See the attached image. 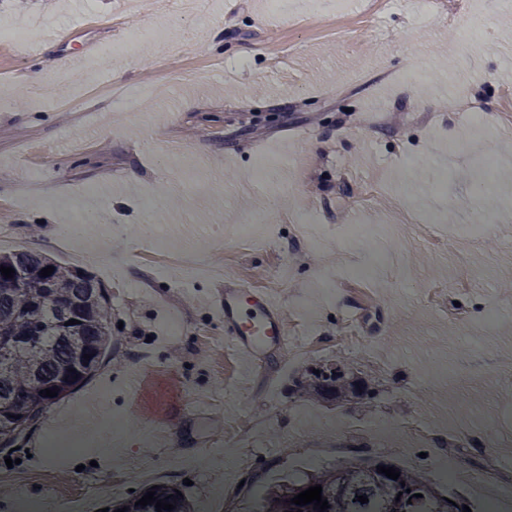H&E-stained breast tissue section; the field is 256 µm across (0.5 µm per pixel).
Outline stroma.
<instances>
[{
    "mask_svg": "<svg viewBox=\"0 0 512 512\" xmlns=\"http://www.w3.org/2000/svg\"><path fill=\"white\" fill-rule=\"evenodd\" d=\"M445 0L423 19L410 0H385L366 19L340 0H288L271 17L267 0H0V23L54 30L32 55L0 44V250L26 249L87 271L111 296V363L54 404L7 466L0 487L23 480L31 498L66 501L87 479L104 481L97 504L154 482L181 484L193 505L217 497L256 512L264 488L238 491L244 473L299 477L346 460L382 458L436 478L437 445L405 447L377 423L461 427L485 420L512 449V375L478 367L512 352V136L478 134L466 113L440 102L462 92L487 120L512 87V0ZM140 32L124 52L103 48ZM82 53L89 77L60 79L55 57ZM44 70L52 96L28 81ZM464 150L445 167L433 147ZM382 185L362 202L367 183ZM443 209L448 249L433 250L401 207ZM500 221L472 238L474 213ZM311 214L321 238L306 250L291 220ZM92 221L99 248H61L65 225ZM366 226L346 242L343 227ZM173 230L167 266L148 251V226ZM400 254L394 272L341 281L326 301L321 276L340 278L382 249ZM273 291L293 336L314 325L310 361L260 352L254 369L224 348L213 299L225 281ZM497 306L495 325L484 315ZM460 307L470 327L444 313ZM383 359L375 367L373 358ZM340 359L371 380V405L313 404L292 390L307 363ZM106 406L127 427L125 447L77 470L40 449L51 425ZM267 418L268 436L242 446L240 419ZM245 456L240 468L228 461ZM127 476L112 486L113 473Z\"/></svg>",
    "mask_w": 512,
    "mask_h": 512,
    "instance_id": "obj_1",
    "label": "stroma"
}]
</instances>
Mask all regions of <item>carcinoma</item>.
I'll return each instance as SVG.
<instances>
[{"label":"carcinoma","mask_w":512,"mask_h":512,"mask_svg":"<svg viewBox=\"0 0 512 512\" xmlns=\"http://www.w3.org/2000/svg\"><path fill=\"white\" fill-rule=\"evenodd\" d=\"M0 265L11 267L25 278V287L16 285V278L0 275V418L20 415L18 424H26L31 434L41 423L37 418L78 388L99 369L112 350L108 331L110 295L86 271L66 267L58 261L28 251L0 252ZM47 266L54 272L40 276ZM74 313L78 323L65 325L64 310ZM91 355L85 360L83 355ZM75 372H70V369ZM79 378H74V375ZM58 387L57 396L42 397L39 391ZM300 397L337 406L353 400L369 404L373 391L364 379L331 376L323 379L306 368L295 381ZM375 460L365 464L352 463L343 468L330 467L267 488L258 512H315L313 504L299 507L290 498L315 485H322V496L331 508L327 512H440L451 506L462 512L467 501L440 491L424 473L397 467L400 477L390 483L377 473ZM429 488L421 498L414 494ZM411 489L412 503L396 502V491ZM152 485L144 486L130 498L106 503L108 512L125 506L127 512H156L155 505L135 506ZM365 495L368 502L357 501Z\"/></svg>","instance_id":"1"}]
</instances>
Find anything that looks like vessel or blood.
Segmentation results:
<instances>
[{
	"label": "vessel or blood",
	"mask_w": 512,
	"mask_h": 512,
	"mask_svg": "<svg viewBox=\"0 0 512 512\" xmlns=\"http://www.w3.org/2000/svg\"><path fill=\"white\" fill-rule=\"evenodd\" d=\"M215 311L226 342L246 358L256 357L264 345L287 343V323L268 290L236 283L216 300Z\"/></svg>",
	"instance_id": "vessel-or-blood-1"
}]
</instances>
